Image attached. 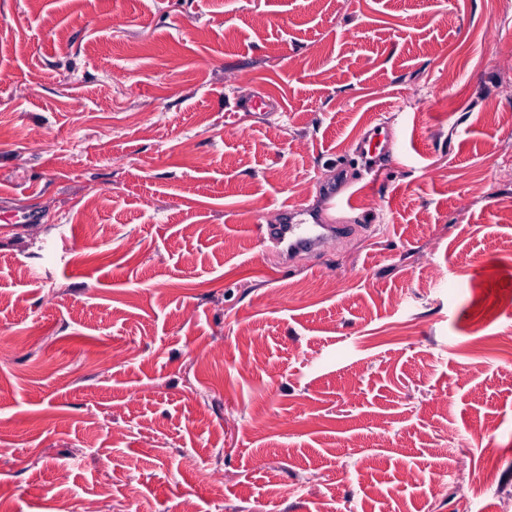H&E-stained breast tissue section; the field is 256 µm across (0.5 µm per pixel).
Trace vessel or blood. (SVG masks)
I'll return each mask as SVG.
<instances>
[{"instance_id":"vessel-or-blood-1","label":"vessel or blood","mask_w":512,"mask_h":512,"mask_svg":"<svg viewBox=\"0 0 512 512\" xmlns=\"http://www.w3.org/2000/svg\"><path fill=\"white\" fill-rule=\"evenodd\" d=\"M382 138V125L377 124L368 129L359 147L364 159L382 156ZM289 216V223H267L259 227L261 237L278 249L287 264L301 253L318 249L328 239L342 237L346 231L341 224L321 223L315 211L307 206L292 208Z\"/></svg>"}]
</instances>
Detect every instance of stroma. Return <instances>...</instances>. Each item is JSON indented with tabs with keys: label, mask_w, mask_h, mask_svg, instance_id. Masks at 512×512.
Returning <instances> with one entry per match:
<instances>
[{
	"label": "stroma",
	"mask_w": 512,
	"mask_h": 512,
	"mask_svg": "<svg viewBox=\"0 0 512 512\" xmlns=\"http://www.w3.org/2000/svg\"><path fill=\"white\" fill-rule=\"evenodd\" d=\"M503 341L512 0H0V512H503ZM383 125V123H378L368 129L361 141L359 152L364 159L373 160L386 155V152L382 151ZM294 218H297L294 221ZM321 221L315 211L308 206L293 207L289 212V224L261 223V217L256 219L260 224V236L271 242L287 265L302 252L318 249L330 238H340L347 226L341 224H319Z\"/></svg>",
	"instance_id": "obj_1"
}]
</instances>
